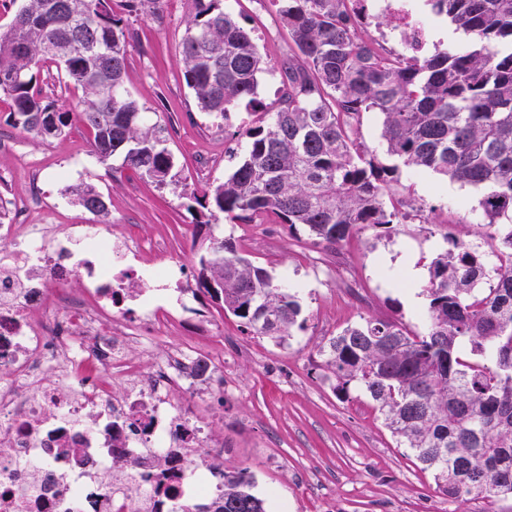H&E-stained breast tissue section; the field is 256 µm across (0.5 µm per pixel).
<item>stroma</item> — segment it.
Listing matches in <instances>:
<instances>
[{
  "label": "stroma",
  "instance_id": "obj_1",
  "mask_svg": "<svg viewBox=\"0 0 512 512\" xmlns=\"http://www.w3.org/2000/svg\"><path fill=\"white\" fill-rule=\"evenodd\" d=\"M123 2L113 0L112 7L132 34L125 87L149 123L162 127L174 178L156 183L119 155L99 160L78 124L63 138L14 127L10 102L0 96V222L104 225L113 239L135 240L151 268L183 264L188 312L157 325L126 358L149 373L160 355L189 342L223 358V392L198 395L190 408L207 426L204 448H223L226 463L248 471L267 512H512L510 497L490 504L439 494L431 472L400 445L358 387L337 396L319 356L330 338L368 316L425 332V306L409 298L421 294L432 260L445 248L444 234L478 245L489 258L499 247L478 206L479 189L403 170L400 182L411 187L416 212L391 234L367 229L333 253L279 224L227 223L209 208L208 195L245 151L236 131L260 115L239 105L226 122L199 111L181 63L192 0H158L156 15L147 17L129 15ZM224 8L251 29L263 55L276 64L287 59L294 44L273 0H224ZM80 184L104 196L107 215L89 213L66 194ZM228 238L275 282L294 288L304 324L286 341L245 331L199 286L200 255ZM408 259L419 270L413 280L403 270Z\"/></svg>",
  "mask_w": 512,
  "mask_h": 512
}]
</instances>
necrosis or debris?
I'll return each mask as SVG.
<instances>
[{
  "instance_id": "obj_1",
  "label": "necrosis or debris",
  "mask_w": 512,
  "mask_h": 512,
  "mask_svg": "<svg viewBox=\"0 0 512 512\" xmlns=\"http://www.w3.org/2000/svg\"><path fill=\"white\" fill-rule=\"evenodd\" d=\"M358 8L384 15L406 53L427 49L430 22L414 0ZM141 258L96 224L54 235L30 224L0 251V512H192L223 491V465L194 454L205 434L188 406L205 382L200 351L172 350L144 374L124 357L136 331L110 318L129 301L144 328L185 311L156 303ZM75 276L84 288L71 297L63 284Z\"/></svg>"
}]
</instances>
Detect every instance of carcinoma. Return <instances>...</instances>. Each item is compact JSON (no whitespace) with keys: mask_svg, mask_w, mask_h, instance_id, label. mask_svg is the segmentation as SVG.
Segmentation results:
<instances>
[{"mask_svg":"<svg viewBox=\"0 0 512 512\" xmlns=\"http://www.w3.org/2000/svg\"><path fill=\"white\" fill-rule=\"evenodd\" d=\"M192 2L182 63L200 111L222 115L240 103L270 110L265 124L236 131L247 153L211 191L209 205L229 223L272 217L292 234L304 227L313 244L334 251L361 230L407 220L410 188L386 201L403 167L482 189L483 215L501 225L498 264L487 267L473 245L448 236L423 288L425 333L368 316L320 353L336 393L357 384L442 495L490 503L512 497V0H428L433 15L472 42L421 58L364 38L360 14L348 7L357 0H276L296 51L281 67V95L271 108L257 89L275 65L224 0ZM20 12L29 24L0 35V93L12 101V124L61 137L78 123L98 159L119 154L160 184L172 178L161 130L144 125L143 109L124 89L129 30L112 0H23ZM49 63L61 82L86 93L71 110L36 89ZM111 87L119 94L107 102ZM366 112L383 116L384 158L357 141ZM71 193L86 210L107 214L93 186ZM484 279L488 290L475 292ZM199 284L258 336L282 342L303 327L295 296L229 240L200 257ZM250 487L243 471L224 467V494L208 512H266Z\"/></svg>","mask_w":512,"mask_h":512,"instance_id":"cac0c4a2","label":"carcinoma"}]
</instances>
